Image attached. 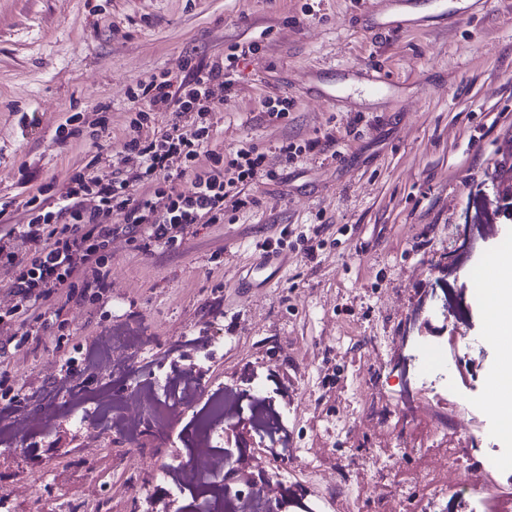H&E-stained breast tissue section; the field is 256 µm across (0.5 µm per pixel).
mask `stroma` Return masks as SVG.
<instances>
[{
    "label": "stroma",
    "mask_w": 512,
    "mask_h": 512,
    "mask_svg": "<svg viewBox=\"0 0 512 512\" xmlns=\"http://www.w3.org/2000/svg\"><path fill=\"white\" fill-rule=\"evenodd\" d=\"M375 0H0V225L25 220L21 202L37 183H64L88 162L111 171L134 105L129 86L178 71L184 58L208 62L236 43L260 51L223 108L210 116L214 147L255 146L275 180L247 186L255 205L200 224L181 246L144 252L112 244L111 286L98 304L70 301V343L56 329L8 351L11 383L23 394L30 428L4 422L0 398V496L11 512H36L37 497L79 501L96 495L104 512H136L133 489L167 499L153 474L183 457L197 408L177 414L166 433L143 424L127 443L96 395L130 396L196 356L197 338L220 336L203 381L212 390L259 383L292 412L272 440L248 424L227 430L243 452L282 457L289 492L279 512L332 492L341 461L358 463V512H372L374 451L397 450L398 466L421 462L433 435L467 460L486 447L458 430L459 402L482 394L498 362L485 340L486 276L512 238V0H482L468 18L451 0H415L414 26L377 35L364 17ZM376 66L381 94L352 95L341 73ZM283 96L284 121L262 118L266 99ZM109 104L111 128L99 139L66 143L56 127L75 112ZM333 138V153L285 160L283 143ZM36 171L19 183L20 169ZM317 233L319 245L288 240V267L265 288L241 287L255 244L282 228ZM467 298V320L451 325L431 308ZM101 336H128L106 370H87L73 407L65 362L92 355ZM448 339V397L409 418L407 342ZM88 423L80 432L71 425ZM349 419L352 431L338 427Z\"/></svg>",
    "instance_id": "1"
}]
</instances>
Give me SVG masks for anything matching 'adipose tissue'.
Listing matches in <instances>:
<instances>
[{"mask_svg": "<svg viewBox=\"0 0 512 512\" xmlns=\"http://www.w3.org/2000/svg\"><path fill=\"white\" fill-rule=\"evenodd\" d=\"M492 287L488 291L487 335L496 339L500 360L496 374L504 382L494 410L503 437L512 436V244L505 245L492 267Z\"/></svg>", "mask_w": 512, "mask_h": 512, "instance_id": "ef3b65f1", "label": "adipose tissue"}]
</instances>
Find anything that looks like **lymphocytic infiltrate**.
Returning <instances> with one entry per match:
<instances>
[{"label":"lymphocytic infiltrate","instance_id":"f902f5d3","mask_svg":"<svg viewBox=\"0 0 512 512\" xmlns=\"http://www.w3.org/2000/svg\"><path fill=\"white\" fill-rule=\"evenodd\" d=\"M258 43L231 46L229 54L207 64L183 60L182 75L163 71L138 81L129 91L138 109L121 145L139 166L114 165L107 174L85 169L72 174L62 191L40 185L23 203L26 221L0 225V265L12 269L8 284L15 299L0 312V352L28 344L15 335L16 323L65 330L59 298L100 301L111 273V245L123 238L142 251L181 245L198 224H220L225 208L251 205L245 186L275 179L256 147L233 155L211 149L210 112L230 96L241 58L257 53ZM171 112L175 121L158 137L143 136L151 113ZM209 149L211 165L195 159ZM37 245L21 251L18 241Z\"/></svg>","mask_w":512,"mask_h":512}]
</instances>
